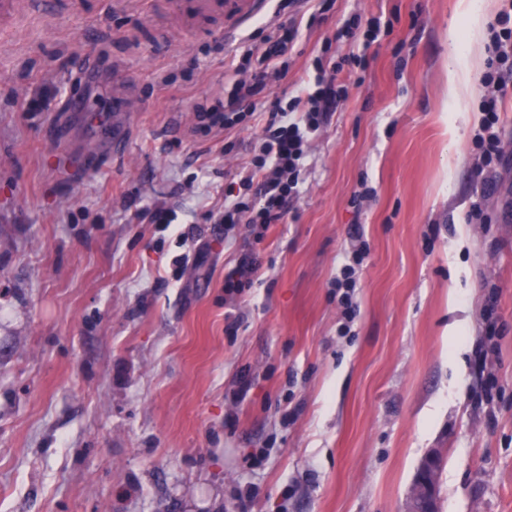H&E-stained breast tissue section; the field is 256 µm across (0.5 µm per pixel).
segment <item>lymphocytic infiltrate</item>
Returning <instances> with one entry per match:
<instances>
[{
    "mask_svg": "<svg viewBox=\"0 0 512 512\" xmlns=\"http://www.w3.org/2000/svg\"><path fill=\"white\" fill-rule=\"evenodd\" d=\"M296 34V27L281 24L259 45L247 48L242 66L251 69V77L235 82L226 99L216 106L197 109L196 130L205 135L235 129L259 113L267 116L248 161L232 173L238 190L224 199L220 221L225 226L246 224L266 229L282 223L288 200L302 180L311 136L324 126L329 113L346 96L343 78L327 72L319 62L314 66L312 84L298 95L285 101L264 102L268 79L288 71V56ZM490 50L492 57L482 82L491 94L483 106L482 132L475 140L488 166L502 158L499 103L512 87V8L500 12L492 30Z\"/></svg>",
    "mask_w": 512,
    "mask_h": 512,
    "instance_id": "1",
    "label": "lymphocytic infiltrate"
}]
</instances>
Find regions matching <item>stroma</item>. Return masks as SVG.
Segmentation results:
<instances>
[{
	"label": "stroma",
	"mask_w": 512,
	"mask_h": 512,
	"mask_svg": "<svg viewBox=\"0 0 512 512\" xmlns=\"http://www.w3.org/2000/svg\"><path fill=\"white\" fill-rule=\"evenodd\" d=\"M18 2L0 28V512H404L433 452L441 512H512V96L486 185L483 100L448 98L458 0H333L300 28L270 96L318 58L368 65L260 240L216 216L261 121L193 133L237 78L223 19ZM295 11L268 0L237 47ZM356 16L388 24L370 48L343 34ZM361 247L346 326L334 282Z\"/></svg>",
	"instance_id": "1"
}]
</instances>
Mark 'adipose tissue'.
Here are the masks:
<instances>
[{
    "label": "adipose tissue",
    "mask_w": 512,
    "mask_h": 512,
    "mask_svg": "<svg viewBox=\"0 0 512 512\" xmlns=\"http://www.w3.org/2000/svg\"><path fill=\"white\" fill-rule=\"evenodd\" d=\"M458 14L466 27L464 30L450 29L449 41L453 47L448 58V95L454 101L457 111L466 112L479 90L471 80L473 60L465 53L464 46L479 41L483 34L484 14L473 0H459Z\"/></svg>",
    "instance_id": "1"
}]
</instances>
